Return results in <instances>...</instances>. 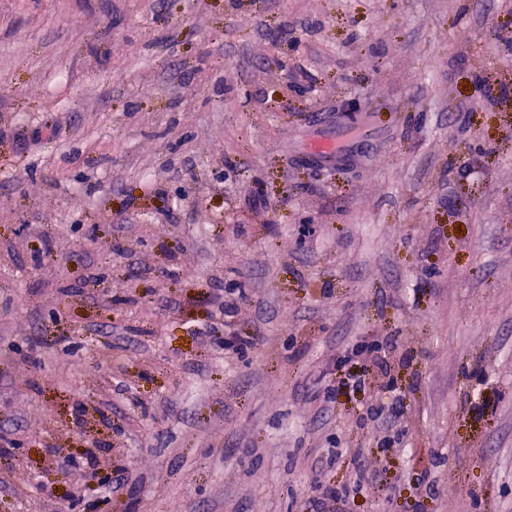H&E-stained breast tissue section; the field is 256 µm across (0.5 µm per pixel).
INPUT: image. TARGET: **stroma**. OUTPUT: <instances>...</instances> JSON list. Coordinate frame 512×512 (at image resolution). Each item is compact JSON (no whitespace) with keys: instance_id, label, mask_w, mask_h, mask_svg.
<instances>
[{"instance_id":"stroma-1","label":"stroma","mask_w":512,"mask_h":512,"mask_svg":"<svg viewBox=\"0 0 512 512\" xmlns=\"http://www.w3.org/2000/svg\"><path fill=\"white\" fill-rule=\"evenodd\" d=\"M504 87L512 0H0V512H512ZM341 150V147L333 137L319 139L308 151L307 156L311 161L324 165H333Z\"/></svg>"}]
</instances>
